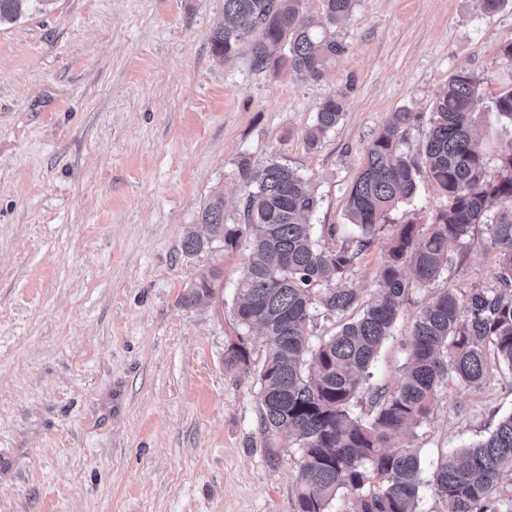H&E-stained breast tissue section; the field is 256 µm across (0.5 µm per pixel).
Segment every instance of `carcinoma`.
<instances>
[{
  "instance_id": "obj_1",
  "label": "carcinoma",
  "mask_w": 512,
  "mask_h": 512,
  "mask_svg": "<svg viewBox=\"0 0 512 512\" xmlns=\"http://www.w3.org/2000/svg\"><path fill=\"white\" fill-rule=\"evenodd\" d=\"M25 2L0 0V22L17 20ZM353 4L321 0L320 13L310 15L303 0H224L222 19L209 36L211 51L227 58L247 40L256 68L278 53L294 73L317 81L347 51L336 25ZM481 103L477 78L465 70L453 74L431 112L420 161L401 145L421 114L392 113L348 191L353 236L339 246L325 245L335 241L336 225H324L318 237L309 223L321 198L306 178L277 160L256 167L246 157L237 165L243 202L234 222H226L224 199L216 195L198 216L207 237L190 233L183 240L188 255L213 243L248 244L234 314L267 345L259 370L261 434L273 465L277 436L292 438L298 448L297 512H330L341 495L349 496L348 512H417L421 458L412 436L430 416L439 389L454 381L479 390L491 364L512 368V139L490 169L473 137ZM344 107L342 94L319 103L305 131L309 148L336 128ZM494 111L512 123V89L498 95ZM422 168L448 204L426 224L400 227L378 289L363 304L345 284L347 275L390 212L413 198ZM477 224L487 225L485 247L496 253V285L435 295L409 331L402 380L393 388L371 386V367L403 306L448 269L451 249L464 247ZM220 277V270H211L186 289L182 304H209ZM321 315L336 317L339 327L315 342ZM224 365L247 369L250 351L229 344ZM363 393L369 411L357 415L354 402ZM430 485L437 512H500L512 500V414L487 437L445 457Z\"/></svg>"
}]
</instances>
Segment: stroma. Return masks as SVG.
<instances>
[{
	"label": "stroma",
	"mask_w": 512,
	"mask_h": 512,
	"mask_svg": "<svg viewBox=\"0 0 512 512\" xmlns=\"http://www.w3.org/2000/svg\"><path fill=\"white\" fill-rule=\"evenodd\" d=\"M224 0H53L0 23V512H296L300 456L260 434L265 350L234 316L248 249H181L215 194L226 219L241 201L237 163L276 160L321 198L312 224L351 234L348 189L391 113L426 120L451 75L478 80L476 118L489 167L512 137L492 108L512 87V7L479 0H356L336 28L347 53L322 80L287 63L256 69L247 48L215 57L209 35ZM346 90L317 149L305 132L321 99ZM411 202L347 277L363 299L378 286L388 242L447 204L417 177ZM474 227L433 286L416 290L372 367L396 386L407 329L435 291L495 283V256ZM222 272L207 306L184 291ZM251 352L224 367L229 343ZM512 413V370L483 389L451 382L413 439L422 459L418 512H435L429 480L442 454L477 441Z\"/></svg>",
	"instance_id": "obj_1"
}]
</instances>
